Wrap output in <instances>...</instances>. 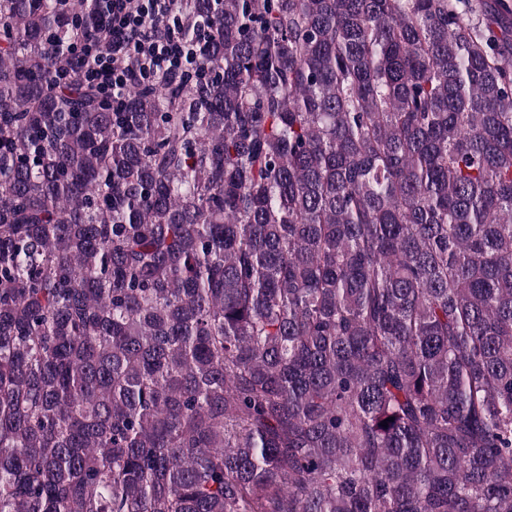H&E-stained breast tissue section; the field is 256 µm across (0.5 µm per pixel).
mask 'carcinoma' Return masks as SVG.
Segmentation results:
<instances>
[{
  "label": "carcinoma",
  "instance_id": "obj_1",
  "mask_svg": "<svg viewBox=\"0 0 512 512\" xmlns=\"http://www.w3.org/2000/svg\"><path fill=\"white\" fill-rule=\"evenodd\" d=\"M178 8L0 0V512H512V0ZM90 2L102 7L98 35L112 47L102 50L81 43L82 69L76 72L59 64L54 73L57 83L79 77L97 85L103 97L118 107L133 84L196 70L197 42L185 35L173 0Z\"/></svg>",
  "mask_w": 512,
  "mask_h": 512
}]
</instances>
